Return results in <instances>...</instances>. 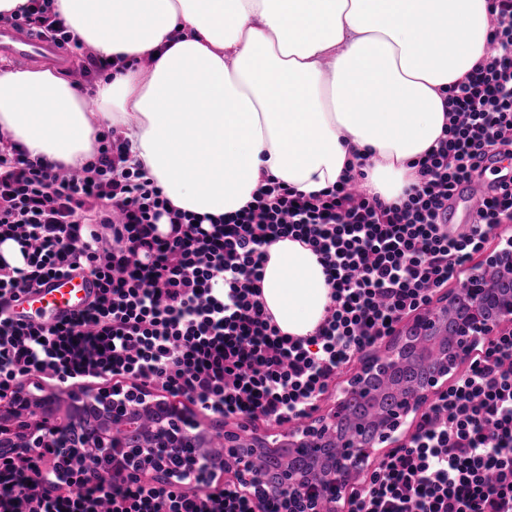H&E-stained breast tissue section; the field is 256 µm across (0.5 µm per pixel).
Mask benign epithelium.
Listing matches in <instances>:
<instances>
[{
    "mask_svg": "<svg viewBox=\"0 0 512 512\" xmlns=\"http://www.w3.org/2000/svg\"><path fill=\"white\" fill-rule=\"evenodd\" d=\"M509 325L511 246L471 269L440 305L419 311L393 338L388 355L365 363L348 381L330 414L290 429L281 438L250 432L245 425L224 431L228 448L224 471L263 503L277 501L280 512H338L344 492L375 461L379 449L398 444V431L408 417L448 381L446 350L434 351L429 372L403 376L418 369L426 340L453 330L459 360L477 341ZM368 405L379 406V416L363 415ZM145 413L158 417L157 432L137 433L129 441L123 432L114 434ZM182 419V410L173 403L145 394L124 395L116 388L72 397L64 414L46 397L21 391L15 395L14 409L0 410V458L9 459L19 448H52L60 438L77 472L107 451L112 465L130 475L140 474L148 460L160 480L185 481L201 469L212 470V463L204 451L209 433L197 425H184ZM280 448L288 453L279 460L277 471L256 479L255 456Z\"/></svg>",
    "mask_w": 512,
    "mask_h": 512,
    "instance_id": "7a95c632",
    "label": "benign epithelium"
}]
</instances>
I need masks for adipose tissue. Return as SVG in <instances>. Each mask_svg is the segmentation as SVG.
I'll use <instances>...</instances> for the list:
<instances>
[{
  "instance_id": "adipose-tissue-1",
  "label": "adipose tissue",
  "mask_w": 512,
  "mask_h": 512,
  "mask_svg": "<svg viewBox=\"0 0 512 512\" xmlns=\"http://www.w3.org/2000/svg\"><path fill=\"white\" fill-rule=\"evenodd\" d=\"M115 73L86 99L50 69L0 70V134L80 166L122 128L175 208L217 218L265 177L310 194L357 156L388 202L448 120L444 91L482 60L486 0H55ZM330 288L318 257L268 250L262 298L282 332L313 334Z\"/></svg>"
}]
</instances>
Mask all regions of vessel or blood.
<instances>
[{
  "label": "vessel or blood",
  "mask_w": 512,
  "mask_h": 512,
  "mask_svg": "<svg viewBox=\"0 0 512 512\" xmlns=\"http://www.w3.org/2000/svg\"><path fill=\"white\" fill-rule=\"evenodd\" d=\"M0 60L17 63L50 61L69 68L70 58L54 41L33 37L15 27H0ZM486 185L472 180L461 184L454 193L448 211L449 219H462L473 224L478 220V204ZM96 281L89 273L78 270L69 275L48 280L42 287L21 296L13 304L14 319L35 325L56 324L82 310L93 298Z\"/></svg>",
  "instance_id": "vessel-or-blood-1"
}]
</instances>
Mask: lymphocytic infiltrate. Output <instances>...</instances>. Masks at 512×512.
Returning <instances> with one entry per match:
<instances>
[{
    "mask_svg": "<svg viewBox=\"0 0 512 512\" xmlns=\"http://www.w3.org/2000/svg\"><path fill=\"white\" fill-rule=\"evenodd\" d=\"M52 0H30L16 26L72 37ZM485 54L448 88V121L396 202L365 186L364 164L340 184L303 195L275 178L218 224L172 208L126 165L115 131L96 161L42 165L0 146V401L37 377L60 392L114 382L184 398L207 415L284 425L311 416L330 385L449 283L463 282L491 232L512 223V183L489 186L477 223H442L457 185L512 145V0H487ZM168 231H161V222ZM308 246L330 287L323 322L306 337L281 332L262 300L269 248ZM97 292L52 325L15 322L19 296L72 270ZM426 407L409 439L354 489L347 512H512V330L476 344ZM0 512H257L236 485L186 490L113 472L79 477L0 465Z\"/></svg>",
    "mask_w": 512,
    "mask_h": 512,
    "instance_id": "1",
    "label": "lymphocytic infiltrate"
}]
</instances>
